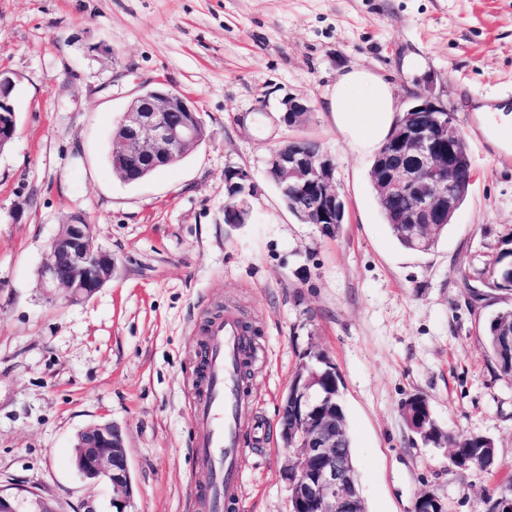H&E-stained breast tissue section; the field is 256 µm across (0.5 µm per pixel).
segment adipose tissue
Returning <instances> with one entry per match:
<instances>
[{
  "mask_svg": "<svg viewBox=\"0 0 512 512\" xmlns=\"http://www.w3.org/2000/svg\"><path fill=\"white\" fill-rule=\"evenodd\" d=\"M327 99L337 132L359 153L377 151L399 118L390 84L362 66L343 72Z\"/></svg>",
  "mask_w": 512,
  "mask_h": 512,
  "instance_id": "obj_1",
  "label": "adipose tissue"
}]
</instances>
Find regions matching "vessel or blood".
I'll use <instances>...</instances> for the list:
<instances>
[{
    "label": "vessel or blood",
    "mask_w": 512,
    "mask_h": 512,
    "mask_svg": "<svg viewBox=\"0 0 512 512\" xmlns=\"http://www.w3.org/2000/svg\"><path fill=\"white\" fill-rule=\"evenodd\" d=\"M204 334V384L190 390L193 417L203 430L195 452L213 474L202 495L211 512H223L239 490L237 462L242 451V410L246 402L238 375L243 355L241 321L236 314L225 313L209 319Z\"/></svg>",
    "instance_id": "1"
}]
</instances>
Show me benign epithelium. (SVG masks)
Segmentation results:
<instances>
[{
  "label": "benign epithelium",
  "mask_w": 512,
  "mask_h": 512,
  "mask_svg": "<svg viewBox=\"0 0 512 512\" xmlns=\"http://www.w3.org/2000/svg\"><path fill=\"white\" fill-rule=\"evenodd\" d=\"M15 81L0 71V151L17 132L12 94ZM283 120L290 127L304 125L311 107L288 97L281 101ZM203 120L192 99L171 89L147 90L126 106L112 139L111 156L118 162L134 161L137 169L124 179L134 183L184 157L202 138ZM465 138L448 108L428 95L416 96L391 135L392 142L371 174L382 204L396 195L406 200L399 219L413 225L427 239L441 224L451 223L459 206V193L474 179L471 159L456 150ZM334 158L324 149H312L305 137L273 149L266 160L267 175L279 186L303 198L297 211L304 224H342L345 207L335 177ZM224 219L240 223L247 197L254 193L249 171L229 166L224 171ZM94 225L82 214L62 225L50 241L39 271V281L51 294L62 288L72 301L93 296L113 277L112 254L94 245ZM325 369L317 373L306 363L296 370L279 411V436L287 451L284 475L289 488V512H366L350 459L340 449L345 435L343 419L336 417V367L326 354L319 356ZM74 463L79 473L95 483L112 486L113 512H130L133 484L122 429L98 423L77 435ZM415 512H445L431 490L423 491Z\"/></svg>",
  "instance_id": "obj_1"
}]
</instances>
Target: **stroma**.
<instances>
[{
	"label": "stroma",
	"mask_w": 512,
	"mask_h": 512,
	"mask_svg": "<svg viewBox=\"0 0 512 512\" xmlns=\"http://www.w3.org/2000/svg\"><path fill=\"white\" fill-rule=\"evenodd\" d=\"M387 81L398 107L425 94L452 114L475 180L427 252L402 247L369 171L332 121L344 69ZM0 68L16 83L18 129L0 152V490L54 512H113L110 485L73 464L77 434L113 422L126 436L132 512H208L188 389L216 314L251 322L241 484L232 512H289L279 408L311 349L324 350L342 402L367 512H413L435 490L447 512H486L512 476V377L485 328L512 293L485 287L512 232V142L475 107L512 97V0H0ZM189 95L206 138L136 183L117 180L110 138L128 102L157 81ZM312 107L305 128L336 161L346 221L304 224L265 173L294 137L280 102ZM249 170L245 223L224 221V171ZM84 214L116 262L72 303L38 269L62 224ZM424 395L453 432L492 438L497 472H461L423 444L402 408Z\"/></svg>",
	"instance_id": "obj_1"
}]
</instances>
